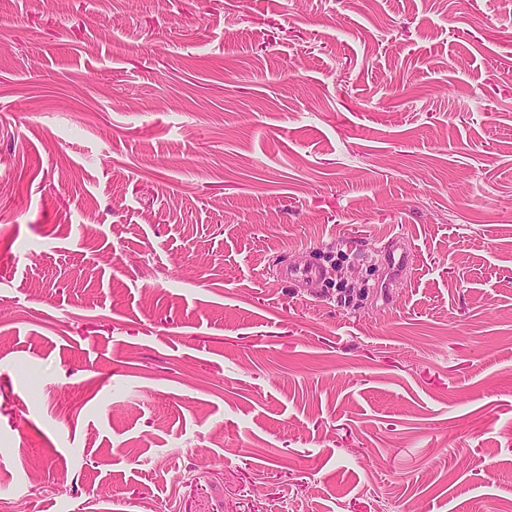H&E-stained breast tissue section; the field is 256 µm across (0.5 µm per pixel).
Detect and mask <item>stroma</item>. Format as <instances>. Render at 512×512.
<instances>
[{
    "label": "stroma",
    "instance_id": "1",
    "mask_svg": "<svg viewBox=\"0 0 512 512\" xmlns=\"http://www.w3.org/2000/svg\"><path fill=\"white\" fill-rule=\"evenodd\" d=\"M103 500L512 512V0H0V507ZM386 255V265L390 272V283L402 279L411 266L410 252L402 244H393Z\"/></svg>",
    "mask_w": 512,
    "mask_h": 512
}]
</instances>
